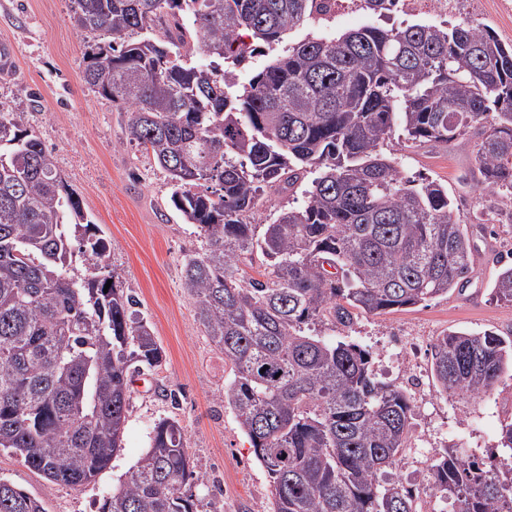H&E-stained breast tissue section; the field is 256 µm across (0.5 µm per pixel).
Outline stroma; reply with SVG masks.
I'll list each match as a JSON object with an SVG mask.
<instances>
[{
    "mask_svg": "<svg viewBox=\"0 0 512 512\" xmlns=\"http://www.w3.org/2000/svg\"><path fill=\"white\" fill-rule=\"evenodd\" d=\"M72 15L71 0H0V49L11 53L9 66L0 69V102L26 113L53 150L63 176L101 229L110 270L151 323L164 359L136 376L123 446L91 482L49 485L19 456L3 450L0 476L43 500L46 512H98L146 450L154 423L172 417L185 427L202 476L191 488L198 512H272L268 474L234 411L220 401L231 366L196 321L181 287L183 256L198 248L199 237L171 206L167 172L152 155L127 145L125 114L84 82L85 53L100 36L78 29ZM444 20L485 25L512 41V0H448ZM402 21L398 13L378 19L359 0H336L328 26L345 32ZM387 151L401 158L403 176L423 174L447 184L461 223L481 218L490 227L474 237V273L467 288L390 314L359 315L348 331L351 341L373 351L378 377L402 387L414 406L410 446L384 478L419 484L432 507L436 498L428 469L436 449L454 446L488 456L497 448L501 420L512 413V377H503L486 394L449 396L434 381L430 356L431 345L451 330L512 334V304L489 299L497 272L491 257L512 251V213L496 211L494 195L462 185L475 165L473 137L436 149L410 147L396 138ZM166 389L175 399L163 397Z\"/></svg>",
    "mask_w": 512,
    "mask_h": 512,
    "instance_id": "35a3bbf8",
    "label": "stroma"
}]
</instances>
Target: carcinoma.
<instances>
[{"instance_id":"obj_1","label":"carcinoma","mask_w":512,"mask_h":512,"mask_svg":"<svg viewBox=\"0 0 512 512\" xmlns=\"http://www.w3.org/2000/svg\"><path fill=\"white\" fill-rule=\"evenodd\" d=\"M72 2L78 28L107 35L85 53L84 81L128 114L127 142L168 172L173 208L199 231L182 288L232 365L222 401L267 471L273 512H422L415 490L377 477L409 447L410 397L376 377L368 349L308 329L470 282L474 228L487 227L460 223L448 186L404 178L386 147L397 127L431 148L472 132V188L512 204V43L465 21L369 24L277 54L335 0ZM361 2L382 16L400 0ZM197 48L209 63L186 61ZM257 55L269 61L236 87L233 70ZM299 187L302 206L254 223L265 195ZM106 250L26 113L0 104V450L52 486L107 467L132 377L163 359ZM257 258L264 279L245 278ZM493 262L491 298L511 304L512 254ZM431 367L440 391L485 394L512 370V336L451 331ZM498 448L488 463L440 453V512H512L511 416ZM190 480L184 428L162 418L99 512H197ZM0 512L46 509L0 476Z\"/></svg>"}]
</instances>
